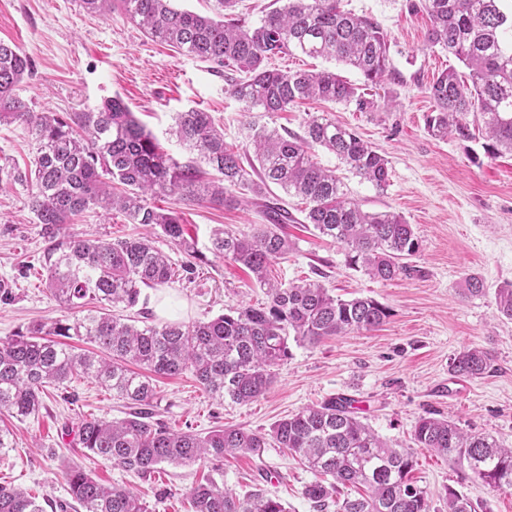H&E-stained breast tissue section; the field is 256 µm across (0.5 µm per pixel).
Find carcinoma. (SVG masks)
<instances>
[{
    "label": "carcinoma",
    "instance_id": "obj_1",
    "mask_svg": "<svg viewBox=\"0 0 512 512\" xmlns=\"http://www.w3.org/2000/svg\"><path fill=\"white\" fill-rule=\"evenodd\" d=\"M239 0H219V18L181 10L171 0H80L91 15L119 6L151 40L239 73L228 92L244 112H286L300 100L355 102L375 107L361 87L334 71H283L270 67L281 54L299 52L331 59L357 70L366 86L392 78L387 33L368 17L343 9L342 0H285L251 26L234 12ZM503 0H422L431 28L427 42L453 55L469 70V81L455 69L442 71L426 87L433 102L426 127L434 137L473 140L470 122L484 125L483 148L496 157L512 153V11ZM31 59L17 45L0 41V123L23 125L36 144L33 168L0 165L3 182L32 186L29 208L48 245L40 259L47 292L73 317L33 323L0 340V415L24 421L39 412L48 385L78 376L93 377L132 410L118 421L84 418L78 446L114 466L151 475L162 464L191 466L243 453L258 455L267 441L299 459L317 479L303 495L327 512H430L427 491L409 483L414 451L394 448L356 415L351 399L333 397L276 422L266 435L224 427L200 436L173 431L153 420L149 406L155 377L191 372L212 396L249 403L273 386L275 368L290 356L289 342L314 346L332 336L374 330L389 310L371 297L342 299L318 281L282 283L272 267L288 257L293 242L283 231L292 221L277 202L264 204L265 224L250 235L216 229L210 250L248 270L266 290L257 307L231 306L207 321L140 323L115 314L134 309L142 290L190 277L205 256L172 207L156 198L199 205L237 206L244 189L255 197L270 185L307 203L304 220L344 247L348 264L371 278L391 281L410 270L403 259L415 255L419 240L412 225L393 211L368 212L348 196L336 171L322 167L314 149L336 155L349 171L379 190L387 188L389 161L352 128L328 113L308 114L303 134H282L250 120L247 138L254 158L224 144V131L209 113L178 112L172 134L193 162L182 164L160 150L153 134L119 97L88 112H36L17 93L31 72ZM98 207L121 213L127 223L148 233L107 240L70 231L69 224ZM162 233L191 260L175 266L155 245ZM498 313L512 320V284L497 289ZM96 303L97 309H86ZM77 339L95 346L78 349ZM492 367L489 354L469 348L451 363L457 375L480 378ZM413 443L430 450L496 489H512V448L473 434L453 421L422 416ZM63 478L83 512H147L126 487L106 485L77 465ZM365 493L340 498V488ZM193 512H286L281 501L259 488L240 497L213 481L190 491ZM448 512H475L472 502L453 488ZM0 512H44L37 498L18 487L0 485Z\"/></svg>",
    "mask_w": 512,
    "mask_h": 512
}]
</instances>
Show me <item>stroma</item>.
I'll list each match as a JSON object with an SVG mask.
<instances>
[{
	"label": "stroma",
	"instance_id": "1",
	"mask_svg": "<svg viewBox=\"0 0 512 512\" xmlns=\"http://www.w3.org/2000/svg\"><path fill=\"white\" fill-rule=\"evenodd\" d=\"M411 2L343 0L344 8L373 19L390 40L397 78L378 90L375 109L362 112L353 103L311 100L261 118L268 126L298 133L307 113L325 111L388 159L390 183L380 191L348 172L334 154L315 151L321 166L336 171L363 210L394 211L412 224L420 248L408 261L409 273L392 281L371 279L348 266L344 248L305 224L301 198L276 186L270 197L285 200L293 216L286 231L294 247L274 265V276L286 282L317 279L344 299L375 298L388 307L389 318L374 331L292 346L271 390L250 403L214 399L188 373L157 378L153 413L171 429L204 435L239 426L264 434L303 407L344 395L360 419L392 443L411 446L417 420L432 411L512 447V320L501 317L496 306L497 288L512 282V155L490 157L481 140L439 139L427 132L433 103L426 87L458 66L453 56L428 45L429 17L425 10L411 9ZM0 41L16 44L30 57L32 70L19 93L35 111L86 112L120 96L160 147L182 163L189 154L169 133L178 112H210L227 145L247 144V119L226 91L223 68L150 40L121 10L103 19L87 14L80 0H0ZM388 98L395 109L386 108ZM35 155L23 126L0 124V164L28 168ZM30 193L26 183L9 184L0 193V280L13 291L11 301L0 302V339L64 314L45 289L39 258L46 243L28 207ZM176 209L205 261L192 279L144 289L149 320L161 322L156 304L165 298L174 319L183 322L264 302V289L249 274L209 251L213 229L248 233L263 223L261 203L218 208L180 202ZM72 230L117 239L139 235L143 228L118 214L106 218L89 211ZM470 275L482 279L483 294H465ZM472 347L490 351L492 369L464 380L451 373L450 363ZM126 410L125 401L93 378L47 387L34 416L22 422L0 419L13 441L0 450V484L35 495L46 512H76L63 479L65 466L75 464L104 483L140 493L148 512H190L188 493L204 478L240 494L260 487L276 495L287 512H313L303 496L313 474L272 444L257 456L204 466L165 464L146 477L77 447L74 434L81 419H119ZM415 460L411 480L428 491L433 512H442L450 487L468 497L476 512H512V490L462 478L447 458L421 448Z\"/></svg>",
	"mask_w": 512,
	"mask_h": 512
}]
</instances>
